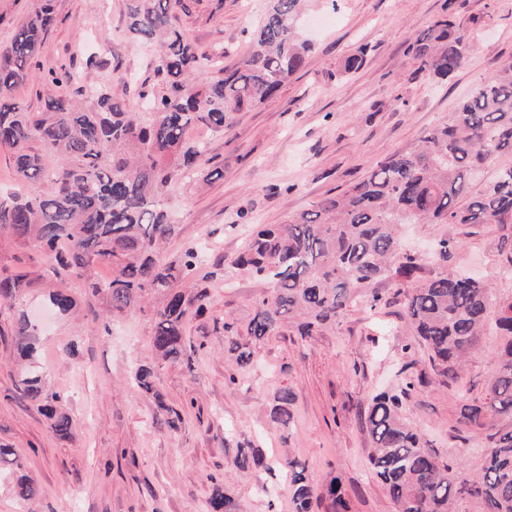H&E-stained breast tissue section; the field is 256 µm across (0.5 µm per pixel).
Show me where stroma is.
<instances>
[{
  "label": "stroma",
  "instance_id": "stroma-1",
  "mask_svg": "<svg viewBox=\"0 0 512 512\" xmlns=\"http://www.w3.org/2000/svg\"><path fill=\"white\" fill-rule=\"evenodd\" d=\"M180 23L205 54L223 52L237 66L263 14L265 0H184ZM444 0H308L301 30L314 49L303 70L273 100L242 113L227 134L189 129L203 142L221 178L187 185L166 207L180 232L167 258L183 245L206 246L208 311L185 320L188 361L165 366L157 386L182 421L169 429L153 399L131 382L134 359L149 360L151 314L136 310L110 319L103 299L85 294L82 282L64 279L53 255L21 242L0 241V268L31 272L27 308L40 307L49 286L65 281L77 299V318H55L40 337L39 362L48 382L64 394L73 419L71 436L51 431L33 400L19 388L12 315H0V443L18 450L23 472L40 488L29 503L0 486V512H199L215 486L229 490L236 512H291L285 472L241 471L237 446L251 443L270 462L294 459L324 492L338 479L347 512H396L368 462L366 406L379 389L407 391L412 425L429 450L453 466L460 479L480 471L487 454L482 432L462 427L463 407L482 396L501 340L481 346L448 382L434 375L425 351L405 322L403 297L382 282L377 309L350 307L336 328L309 337L289 326L253 344V363L230 361L224 318L247 322L268 283L231 265L253 225L281 224L321 198L343 192L380 161L417 147L447 121L494 68L512 58V0H455V17L480 44L468 64L434 87L415 76L411 38L443 12ZM124 0H56V21L38 58V77L13 96L40 111L56 89L49 69L67 66L73 84L110 85L138 105L140 89H154L151 50L127 36ZM372 51L358 72L340 78L341 60L359 45ZM458 241L450 266L479 271L497 298H512V279L501 277L505 257L493 225L417 224L408 246L423 248L440 235ZM76 351H69V344ZM413 388H406L408 378ZM290 389L291 424L270 421L273 397Z\"/></svg>",
  "mask_w": 512,
  "mask_h": 512
}]
</instances>
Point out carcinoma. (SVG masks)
Segmentation results:
<instances>
[{
    "label": "carcinoma",
    "instance_id": "cac0c4a2",
    "mask_svg": "<svg viewBox=\"0 0 512 512\" xmlns=\"http://www.w3.org/2000/svg\"><path fill=\"white\" fill-rule=\"evenodd\" d=\"M304 0H267L250 48L234 69L203 76L205 58L179 24L183 0H124L125 28L141 46H157L150 67L162 90L145 92L138 110L112 94L107 84L66 92L71 71L62 66L47 80L62 89L44 109L30 112L11 97L13 89L34 78L32 62L43 50L54 25L53 0L18 27L0 53V147L9 150L23 190L0 193V236L46 247L70 277L83 280L91 295L102 296L113 317L144 309L155 297L151 345L155 363L136 365L132 381L156 402V412L175 430L180 413L156 390L157 371L186 356L184 323L190 309L206 311L205 248L188 244L173 260L161 257L177 235L164 201L186 182H204L213 173L200 164L203 144L186 136L201 124L226 134L235 116L272 99L307 64L312 51L298 22ZM473 31L448 16L418 32L410 44L417 61L414 75L445 80L460 70L476 47ZM370 51L363 44L346 56L339 74L360 70ZM512 155V60L496 64L473 92L460 100L448 121L434 127L422 145L395 153L344 193L319 200L310 211L284 224L254 230L235 265L272 284L256 301L250 320H224L227 353L239 367L253 353L237 341H258L287 324L302 336L334 327L358 299L373 309L382 296L372 288L387 281L404 289V308L419 342L427 349L435 375L446 381L478 348L487 327L508 338L497 355L483 397L466 405L464 423L484 430L490 448L471 491L490 512H512V430L495 429L498 416L512 418V300L501 301L490 285L448 268L455 242L436 239V270L428 276L420 256L400 247L405 224H495L505 267L512 269V165L497 169L482 190L473 185L484 167L500 155ZM106 264L112 276L101 281L94 268ZM34 283L28 272L0 273V305L10 307L22 289ZM47 306L68 316L77 302L64 286L50 291ZM19 356L27 361L18 383L60 439L70 436L72 420L62 396L45 384L36 360L40 330L28 314L15 315ZM292 394L274 397L270 420L291 421ZM407 406L394 394L380 392L368 403L365 425L370 438L369 464L398 512H453L460 493L453 468L437 459L406 422ZM0 481L30 501L39 487L20 474L16 449L0 444ZM240 470H272L255 448L238 447ZM293 512H313L319 498L306 469L285 463ZM232 498L215 487L204 512H231Z\"/></svg>",
    "mask_w": 512,
    "mask_h": 512
}]
</instances>
